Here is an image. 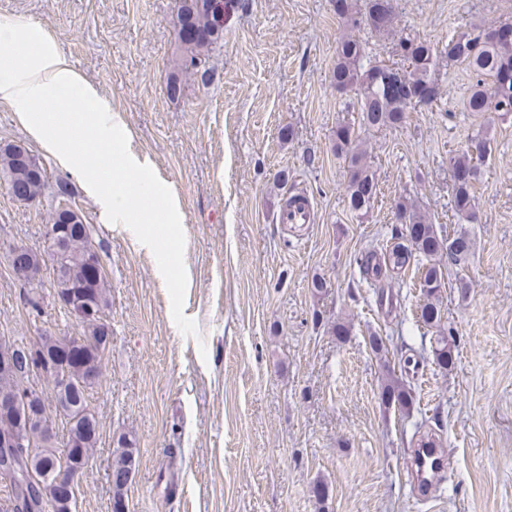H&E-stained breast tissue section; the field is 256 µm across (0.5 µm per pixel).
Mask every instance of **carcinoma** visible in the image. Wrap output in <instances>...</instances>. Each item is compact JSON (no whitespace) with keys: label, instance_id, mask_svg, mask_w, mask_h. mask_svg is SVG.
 Segmentation results:
<instances>
[{"label":"carcinoma","instance_id":"carcinoma-1","mask_svg":"<svg viewBox=\"0 0 512 512\" xmlns=\"http://www.w3.org/2000/svg\"><path fill=\"white\" fill-rule=\"evenodd\" d=\"M397 0H365L363 6L357 0H334L336 16L348 25L369 26L379 35H388L393 28ZM179 56L177 65L185 71L198 68L202 58L223 39L224 28L218 25L213 0H180L176 14ZM512 23L494 22L476 26L467 32H458L448 37V59L466 67L478 77L468 98L471 112H499L512 114V45L508 46L492 36ZM402 56L409 61L410 70L402 72L387 65L363 66L364 47L352 38L342 39L336 49V60L332 71V83L339 92L350 91L357 96L361 125L366 128L395 127L405 119L410 104H431L439 95V88L430 74L438 48L413 38L399 41ZM334 150L349 162L350 177L347 185V203L351 212L364 216L377 199L378 180L364 161L351 127L344 124L336 127ZM487 154L486 141L477 134L471 145L449 157L452 175L463 173L466 180L453 179V210L460 224H473L478 215L476 206V184L481 175L479 162ZM43 163L36 155L32 162L24 164L19 159L17 146L0 145V185L27 199H38L47 187L45 177L40 175ZM400 219L392 239L393 246L386 251L384 264L365 266V273L374 279L385 275L383 268L398 270L416 259L421 262L420 288L423 302L420 319L424 326L435 328L439 335L431 343L436 363L446 369L452 364V344L441 325L439 306L443 271L435 263L437 257H447L451 265L466 262L473 248L471 238L459 233L445 238L432 224L428 216L419 209L402 202L395 204ZM92 247L91 228L79 224L71 228L63 244L60 262L61 279L84 292L87 299L101 312L109 308L110 291L106 271L90 278L86 264ZM11 266H20L28 284L41 278L44 262L39 251L24 246H5ZM69 337L43 336L32 348L11 345L17 351V364L13 369H0V399L12 400L26 394L20 382L36 368V356L46 354H68ZM109 342L85 352L83 358L70 366V374L78 379L91 378L86 386L77 385L69 395L74 414L89 409V390L102 377V369ZM382 406L389 410H402L412 402V393L398 377L390 374L380 392ZM72 414V415H74ZM72 415H65L66 443L57 451L52 436L44 434L35 420L9 425H0V434L9 433L17 446L3 448L0 454L15 457L16 468L0 467V477L9 481L8 490L0 497V512H74L75 503L65 509L55 499L48 497L41 482L55 470L68 466L91 467L95 448L98 447L99 422L95 415L90 420L83 418L73 422ZM137 459L135 440L122 436L118 439L116 459L111 467L110 478L114 489L112 512H126L125 491L132 461Z\"/></svg>","mask_w":512,"mask_h":512}]
</instances>
